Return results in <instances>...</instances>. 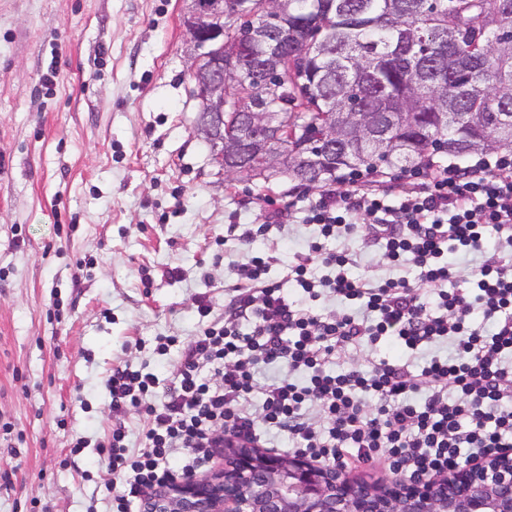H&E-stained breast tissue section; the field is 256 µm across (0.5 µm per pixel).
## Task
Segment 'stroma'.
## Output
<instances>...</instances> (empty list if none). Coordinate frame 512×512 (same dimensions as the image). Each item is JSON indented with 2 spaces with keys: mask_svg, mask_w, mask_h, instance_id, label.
<instances>
[{
  "mask_svg": "<svg viewBox=\"0 0 512 512\" xmlns=\"http://www.w3.org/2000/svg\"><path fill=\"white\" fill-rule=\"evenodd\" d=\"M186 7L0 0V512H109L125 482L101 445L121 422L140 447L147 426L144 411L113 413L112 370L153 374L163 402L180 357L158 338L199 334L202 298L223 319L224 285L250 251L274 256L281 281L316 235L296 220L249 247L225 242L228 225L321 190L225 180L196 132ZM335 247L354 253V275L393 272L379 245ZM454 353L449 339L408 350L382 338L337 349L332 368L396 358L414 372Z\"/></svg>",
  "mask_w": 512,
  "mask_h": 512,
  "instance_id": "stroma-1",
  "label": "stroma"
}]
</instances>
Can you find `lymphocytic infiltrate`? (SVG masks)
Wrapping results in <instances>:
<instances>
[{"label":"lymphocytic infiltrate","instance_id":"obj_1","mask_svg":"<svg viewBox=\"0 0 512 512\" xmlns=\"http://www.w3.org/2000/svg\"><path fill=\"white\" fill-rule=\"evenodd\" d=\"M305 220L318 235L289 265V281L310 299L329 294L359 312L325 314L291 301L269 276L268 254L234 266L223 321H209L202 302L197 312L208 323L197 336L166 337L180 350V366L162 404L149 401L154 375L119 367L106 381L113 410L141 407L148 420L142 447L129 448L120 424L105 443L109 471L126 480L112 512H132L146 488L206 465L228 431L263 445L267 430H284L299 452L339 465L383 454L411 476L440 475L462 456L512 448V408L500 405L512 387V362L504 360L512 355V156L478 166L437 162L400 188L390 176L372 183L360 171L347 186L324 190ZM359 234L384 247L398 275L351 274V253L329 243ZM453 251L485 260L462 270L448 260ZM317 265L324 275L314 274ZM477 312L490 331L472 328ZM383 336L411 350L451 337L457 353L415 374L389 361L329 369L337 348ZM276 362L308 373L307 385L282 378L257 387V368ZM257 390L259 419L241 408ZM371 397L378 400L372 411ZM179 448L187 460L175 469L169 458Z\"/></svg>","mask_w":512,"mask_h":512}]
</instances>
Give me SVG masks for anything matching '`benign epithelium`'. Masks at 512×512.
Listing matches in <instances>:
<instances>
[{
    "instance_id": "obj_1",
    "label": "benign epithelium",
    "mask_w": 512,
    "mask_h": 512,
    "mask_svg": "<svg viewBox=\"0 0 512 512\" xmlns=\"http://www.w3.org/2000/svg\"><path fill=\"white\" fill-rule=\"evenodd\" d=\"M183 25L193 47L188 70L200 101L197 131L224 140V0H190ZM270 112H242L231 148L216 164L244 174L271 162L269 142L253 131L271 126ZM141 512H512V448L491 449L448 472L419 480L369 482L305 453L274 454L224 437V466L153 486Z\"/></svg>"
}]
</instances>
